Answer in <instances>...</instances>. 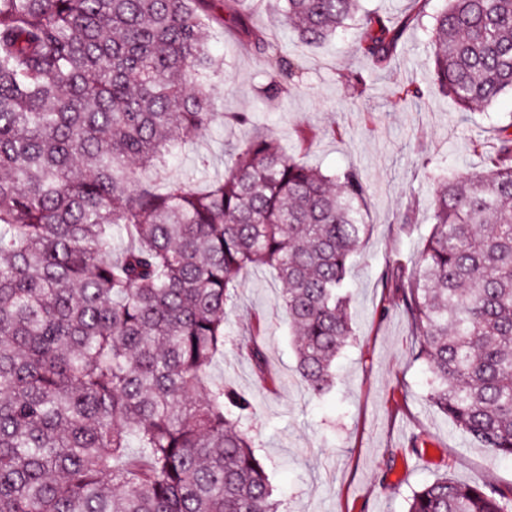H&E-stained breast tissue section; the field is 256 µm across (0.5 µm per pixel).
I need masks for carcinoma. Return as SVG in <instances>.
<instances>
[{
    "label": "carcinoma",
    "mask_w": 512,
    "mask_h": 512,
    "mask_svg": "<svg viewBox=\"0 0 512 512\" xmlns=\"http://www.w3.org/2000/svg\"><path fill=\"white\" fill-rule=\"evenodd\" d=\"M225 0H0V512H283L249 396L214 381L237 279L273 268L297 371L321 399L354 336L347 273L369 234L367 186L257 133L199 191L146 177L216 112L221 62L199 13ZM317 46L359 0H283ZM406 17H363L387 63ZM273 101L298 68L252 30ZM432 81L466 112L512 93V0H446L428 30ZM424 90L397 87L394 108ZM401 300L430 399L481 448L512 459V122L474 175L439 181ZM127 240L116 250L115 233ZM408 512H512V490L448 477Z\"/></svg>",
    "instance_id": "obj_1"
}]
</instances>
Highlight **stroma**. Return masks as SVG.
I'll use <instances>...</instances> for the list:
<instances>
[{"instance_id": "1", "label": "stroma", "mask_w": 512, "mask_h": 512, "mask_svg": "<svg viewBox=\"0 0 512 512\" xmlns=\"http://www.w3.org/2000/svg\"><path fill=\"white\" fill-rule=\"evenodd\" d=\"M441 6L429 0L382 68L359 52L358 22L314 47L280 30L301 79L270 105L258 94L269 78L267 57L250 37L254 25L270 22L263 7L248 0L237 24H207L211 50L224 61L216 116L197 152L169 156L170 179L208 187L224 174L225 148L254 128L323 172L355 168L367 186L371 230L347 277L354 337L336 360L332 393L316 399L301 381L282 285L267 266L240 278L224 318L228 342L210 367L214 379L252 398L247 425L284 512H406L414 490L444 476L512 488V461L469 440L430 401V374L415 358L419 338L397 299L431 229L434 185L479 173L499 127L512 122L511 95L470 114L433 91L428 30ZM349 72L361 74L366 89L352 87ZM403 83L426 90L425 102L391 108ZM230 112L249 113L251 127L227 123ZM254 344L265 354L266 387L247 354ZM417 437L425 445L416 452Z\"/></svg>"}]
</instances>
